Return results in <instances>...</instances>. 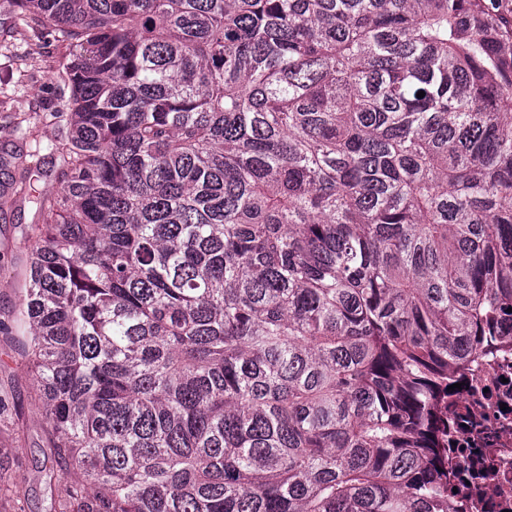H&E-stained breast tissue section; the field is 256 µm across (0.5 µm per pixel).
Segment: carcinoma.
<instances>
[{"label": "carcinoma", "instance_id": "obj_1", "mask_svg": "<svg viewBox=\"0 0 512 512\" xmlns=\"http://www.w3.org/2000/svg\"><path fill=\"white\" fill-rule=\"evenodd\" d=\"M80 50L14 314L53 512H451L448 383L512 321V14L0 0ZM423 91L425 96L417 97Z\"/></svg>", "mask_w": 512, "mask_h": 512}]
</instances>
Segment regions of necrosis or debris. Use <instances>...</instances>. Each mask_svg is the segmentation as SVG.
<instances>
[{
    "instance_id": "necrosis-or-debris-1",
    "label": "necrosis or debris",
    "mask_w": 512,
    "mask_h": 512,
    "mask_svg": "<svg viewBox=\"0 0 512 512\" xmlns=\"http://www.w3.org/2000/svg\"><path fill=\"white\" fill-rule=\"evenodd\" d=\"M448 408L461 417L448 439L452 512H512V326L491 353L463 362Z\"/></svg>"
}]
</instances>
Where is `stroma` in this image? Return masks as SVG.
Listing matches in <instances>:
<instances>
[{
  "label": "stroma",
  "mask_w": 512,
  "mask_h": 512,
  "mask_svg": "<svg viewBox=\"0 0 512 512\" xmlns=\"http://www.w3.org/2000/svg\"><path fill=\"white\" fill-rule=\"evenodd\" d=\"M72 49L37 39L24 26L0 32V143L13 141L16 125L41 141L57 130L48 114L67 104L71 91L59 75ZM39 216L31 204L0 214V322L11 323L29 269L32 228ZM50 446L36 383L16 337L0 334V512H49L60 482L42 469Z\"/></svg>",
  "instance_id": "stroma-1"
}]
</instances>
